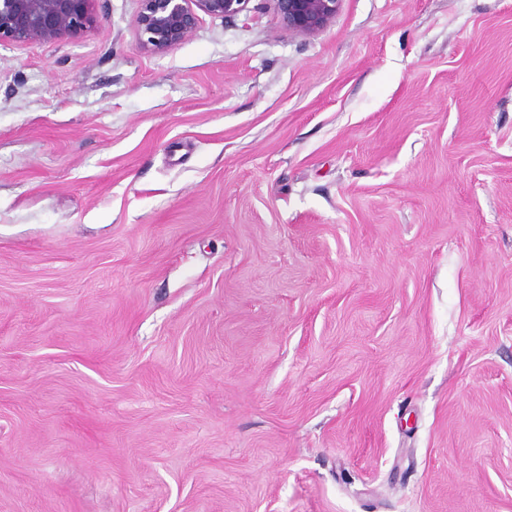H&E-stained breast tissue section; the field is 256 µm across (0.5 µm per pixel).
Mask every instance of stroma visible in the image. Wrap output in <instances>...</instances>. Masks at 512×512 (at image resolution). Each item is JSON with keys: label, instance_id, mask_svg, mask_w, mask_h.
<instances>
[{"label": "stroma", "instance_id": "35a3bbf8", "mask_svg": "<svg viewBox=\"0 0 512 512\" xmlns=\"http://www.w3.org/2000/svg\"><path fill=\"white\" fill-rule=\"evenodd\" d=\"M140 6L0 45V512H512V0ZM135 18L140 47L164 52L192 33L199 22V12L232 18L245 9L248 0H141ZM289 32L314 35L334 22L343 0H271Z\"/></svg>", "mask_w": 512, "mask_h": 512}]
</instances>
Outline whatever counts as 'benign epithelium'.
Wrapping results in <instances>:
<instances>
[{
    "label": "benign epithelium",
    "mask_w": 512,
    "mask_h": 512,
    "mask_svg": "<svg viewBox=\"0 0 512 512\" xmlns=\"http://www.w3.org/2000/svg\"><path fill=\"white\" fill-rule=\"evenodd\" d=\"M95 0H0V43L26 45L76 37L95 21ZM248 0H141L135 18L140 47L164 52L192 33L199 13L232 18ZM281 24L314 35L334 22L343 0H271Z\"/></svg>",
    "instance_id": "obj_1"
}]
</instances>
